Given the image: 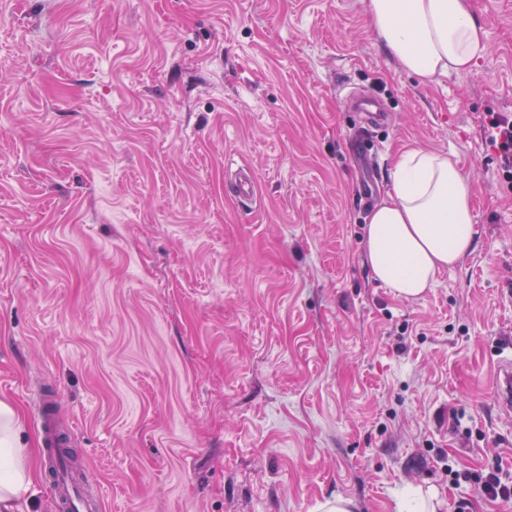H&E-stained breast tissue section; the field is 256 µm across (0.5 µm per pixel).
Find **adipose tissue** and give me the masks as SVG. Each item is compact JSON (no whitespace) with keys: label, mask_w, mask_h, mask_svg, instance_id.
<instances>
[{"label":"adipose tissue","mask_w":512,"mask_h":512,"mask_svg":"<svg viewBox=\"0 0 512 512\" xmlns=\"http://www.w3.org/2000/svg\"><path fill=\"white\" fill-rule=\"evenodd\" d=\"M365 3L379 46L419 83L468 71L487 51L486 33L470 0ZM390 181L385 198L367 217V262L373 278L410 299L473 252L472 194L458 162L445 152L401 153ZM21 428L17 410L0 400V512H12L32 482Z\"/></svg>","instance_id":"ef3b65f1"}]
</instances>
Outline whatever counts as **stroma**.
<instances>
[{
	"label": "stroma",
	"mask_w": 512,
	"mask_h": 512,
	"mask_svg": "<svg viewBox=\"0 0 512 512\" xmlns=\"http://www.w3.org/2000/svg\"><path fill=\"white\" fill-rule=\"evenodd\" d=\"M471 4L485 56L423 86L363 0H0V399L34 471L14 512H62L48 392L101 512H405L411 488L505 512L473 478L512 481V191L482 132L512 114V0ZM414 148L458 160L477 246L404 299L368 268L362 190ZM349 105L354 112H366L372 122L378 123L382 118L380 113L385 112L382 104L375 98L368 95L350 94L348 96ZM237 169L240 176L231 183V194L240 205L251 207L257 198L254 182L247 170ZM496 379L495 397L502 414L512 413V344L503 346L493 364Z\"/></svg>",
	"instance_id": "35a3bbf8"
}]
</instances>
